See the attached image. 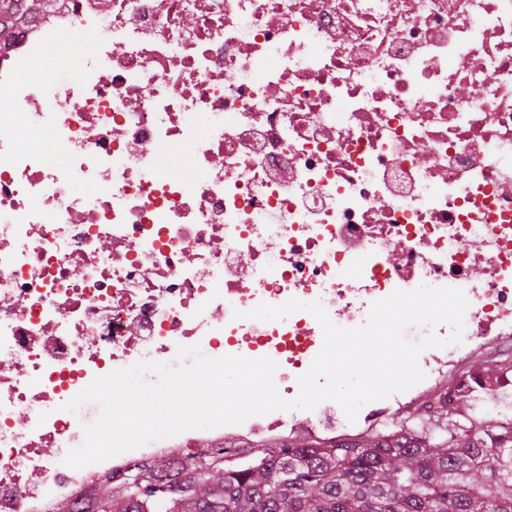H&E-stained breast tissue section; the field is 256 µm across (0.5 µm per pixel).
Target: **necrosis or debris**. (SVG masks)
Segmentation results:
<instances>
[{"mask_svg":"<svg viewBox=\"0 0 512 512\" xmlns=\"http://www.w3.org/2000/svg\"><path fill=\"white\" fill-rule=\"evenodd\" d=\"M423 284L464 292L463 340L356 421L327 400L63 462L96 377L196 345L272 359L292 399L321 324L246 311L354 328ZM490 336L512 346V0H54L0 51V512L299 426L353 441L424 394L510 433L512 363L468 362Z\"/></svg>","mask_w":512,"mask_h":512,"instance_id":"necrosis-or-debris-1","label":"necrosis or debris"}]
</instances>
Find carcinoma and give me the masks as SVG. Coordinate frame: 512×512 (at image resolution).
Segmentation results:
<instances>
[{"mask_svg": "<svg viewBox=\"0 0 512 512\" xmlns=\"http://www.w3.org/2000/svg\"><path fill=\"white\" fill-rule=\"evenodd\" d=\"M48 2L0 0V47ZM475 407L432 401L420 428L402 423L349 446L219 449L173 473L137 464L87 512H512V433L469 421Z\"/></svg>", "mask_w": 512, "mask_h": 512, "instance_id": "carcinoma-1", "label": "carcinoma"}]
</instances>
